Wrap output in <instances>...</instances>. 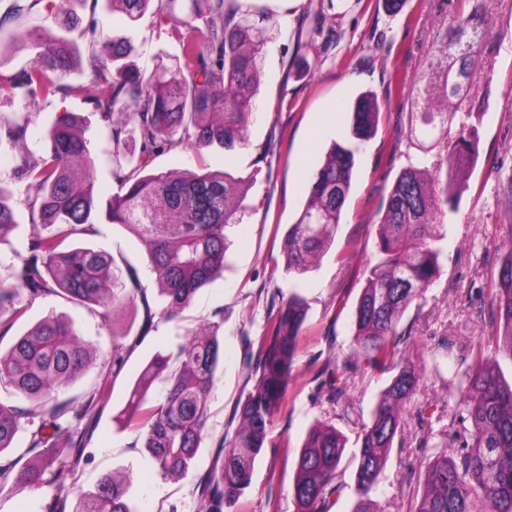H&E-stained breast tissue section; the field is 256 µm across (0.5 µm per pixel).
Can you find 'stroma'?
Instances as JSON below:
<instances>
[{
  "label": "stroma",
  "mask_w": 512,
  "mask_h": 512,
  "mask_svg": "<svg viewBox=\"0 0 512 512\" xmlns=\"http://www.w3.org/2000/svg\"><path fill=\"white\" fill-rule=\"evenodd\" d=\"M240 5L269 34L248 146L233 153L216 146L177 147L153 162L158 170H225L251 179L248 208L241 224L230 232L229 264L173 321L145 326L143 308L136 305L106 323L97 313L48 295L0 330V346L6 348L49 313L70 317L97 356L78 381L61 391V398H80L99 383L107 385L104 401L93 410L78 465L60 476L46 472L37 489L1 481L0 512H47L61 488L71 510L79 494L94 490L102 477L115 472L129 477L128 497L137 512H198L199 479L225 434L235 429V410L249 390L248 342L263 333L271 304L295 291L307 299L309 310L294 380L270 427L269 442L255 462L252 485L233 508V512H294L298 453L311 427L332 421L335 413L332 402L317 398L314 377L326 360L346 357L351 350V316L364 283L362 272L376 252L381 199L399 172L418 157L413 149L405 155L391 151L392 142L408 125L410 83L430 58L436 33L469 3L405 0L396 14L386 9L385 0H240ZM484 8L492 35L482 47L471 95L481 111L480 157L457 210L448 216L442 241L445 271L422 308H409L402 321L411 331L407 355L423 373L416 395L403 409L410 424L417 405L454 404V386L443 383L452 377L454 366L449 361L435 363V343L448 338L459 354L480 334L484 319L474 296L495 272L492 254L512 247L495 180L497 168H512V0H484ZM80 17L82 25L92 24L109 37L127 40L129 59L138 67L149 69L160 61L170 65L181 55L178 42L151 16L132 24L112 11L106 0H99L95 10H82ZM67 81L82 86V93L30 105L17 97L0 98V121L31 109L28 145L35 160L42 154L46 132L61 113L78 114L96 159L95 192L105 200L117 190L108 130L85 76L75 71ZM365 90L378 95L382 114L375 137L356 153L353 191L336 237L306 274L292 278L277 273L274 266L283 260L285 232L305 204L313 175L331 143L347 138L351 103ZM16 219V226L0 239V279L24 253L31 233L26 206H17ZM71 245L124 253L146 286L153 309L163 307L146 252L121 229L98 224L75 236ZM343 255L348 265L340 264ZM212 326L218 329L222 358L208 401L207 434L193 466L179 478L165 479L136 432L122 427L116 416L154 355L175 352L179 344ZM116 337L124 345L118 367L112 364ZM345 374L357 419L368 421L385 377L364 367L346 369ZM432 454V449L409 443L393 449L379 494L383 512H407L412 474L422 458Z\"/></svg>",
  "instance_id": "stroma-1"
}]
</instances>
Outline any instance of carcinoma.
Listing matches in <instances>:
<instances>
[{
	"instance_id": "1",
	"label": "carcinoma",
	"mask_w": 512,
	"mask_h": 512,
	"mask_svg": "<svg viewBox=\"0 0 512 512\" xmlns=\"http://www.w3.org/2000/svg\"><path fill=\"white\" fill-rule=\"evenodd\" d=\"M39 0H13L0 14V33L9 31L34 52L31 64L0 75V97L26 99L67 96L84 90L61 83L81 67L80 51L70 37L79 18L71 4L55 17L59 29L29 33L17 23ZM112 10L131 22L149 13L180 44L174 66L159 62L150 70L125 62L130 47L97 33L80 31L88 44L87 81L96 90L112 138L116 193L100 203L94 192L96 163L90 140L78 118L63 113L47 132L44 154L28 159L32 113L0 126L15 149L23 203L32 232L10 282L0 283V328L20 318L28 304L60 295L100 308L109 322L123 307L141 303L146 325L180 316L198 290L221 271L229 249L228 230L241 222L248 180L228 172H153L156 154L185 143L218 145L226 152L247 145L246 129L262 76L263 41L238 0H110ZM459 14L436 36L435 50L416 75L405 146L423 156L401 170L380 207L377 260L364 272L365 284L352 313V364L389 375L369 421L357 426L353 512H381L376 494L395 443L404 439L402 408L417 392L418 366L405 357L407 330L402 319L425 298L444 273L438 224L455 210L479 158V128L458 116V103L471 93V77L480 64V46L490 36L481 0ZM378 96L362 93L352 108L350 140L335 142L311 184L309 197L284 239L282 271L292 277L309 272L330 248L353 188L357 145L378 130ZM136 143L135 149L130 143ZM498 194L512 223V170L501 172ZM103 222L122 228L146 248L165 306L152 311L147 290L131 265L121 269L115 257L87 248H65L74 235ZM16 224L12 193L0 185V234ZM497 275L479 289L484 335L456 357L453 408L425 402L416 409L413 441L417 448L442 452L422 462L416 476L421 492L409 512H512V382L502 376L498 358L512 361V247L497 254ZM308 311L305 298L293 294L279 303L256 340L251 389L237 408L238 425L215 454L198 484L199 512H231L251 486L254 465L267 440V427L280 413L293 381L298 339ZM216 333L190 337L172 355L155 356L134 382L119 414L137 431L165 478L185 473L205 436L208 397L220 364ZM93 348L75 324L49 315L0 351V382L29 403L26 409L0 399V454L17 434L30 435L36 460L18 472L0 467V480L13 478L38 488L49 467L61 472L77 464L85 431L61 424L82 421L94 402L105 397L99 386L78 404L58 398L93 359ZM339 366L327 363L316 375L318 393L336 404V417L355 423ZM164 384L161 399L149 398L155 381ZM67 436L70 451L56 448ZM347 437L329 423L313 426L299 452L293 485L295 512H331L348 484L342 459ZM454 446L453 452L446 447ZM128 483L103 477L95 491L80 495L72 512H137L127 496Z\"/></svg>"
}]
</instances>
